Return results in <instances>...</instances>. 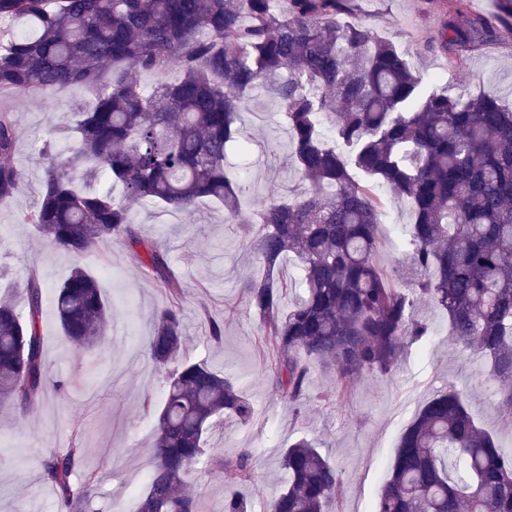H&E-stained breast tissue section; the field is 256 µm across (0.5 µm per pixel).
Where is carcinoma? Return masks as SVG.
I'll use <instances>...</instances> for the list:
<instances>
[{"mask_svg":"<svg viewBox=\"0 0 512 512\" xmlns=\"http://www.w3.org/2000/svg\"><path fill=\"white\" fill-rule=\"evenodd\" d=\"M286 2L281 10L278 0H0V93L23 100L81 86L93 97L92 108L59 125L75 134L77 152L59 156L45 145L41 201L17 223L74 257L112 237L140 246L145 274L170 297L145 342L155 363L175 368L137 512H196L189 470L207 454L214 425L226 414L246 425L252 407L207 364L177 362L179 279L164 252L139 235L130 209L149 201L189 213L208 198L236 215L240 177L225 158L247 144L238 120L257 88L277 104L293 164L309 183L292 199L262 200L249 238L267 275L245 281L243 292L272 346L275 388L300 406L310 360L345 381L391 371L406 339H428L426 323L414 318L426 300L447 315L451 339L485 359L474 388L497 381V408L512 420V109L491 91L465 100L422 93L423 76L392 40L345 20L349 0ZM451 4L435 48L463 68L470 48L512 17V0L475 17L466 0ZM172 57L182 70L177 81L143 89L134 80ZM16 138L0 113L1 203L19 186ZM80 165L88 178L106 174L121 197L77 189L72 169ZM380 185L407 199L414 215L408 287L397 266L376 261ZM286 257L300 270V295L285 310L274 272ZM42 289L31 271L24 315L13 296L0 295V407L19 414L64 387L47 378ZM56 309L64 336L82 349L107 330L108 303L81 268L58 287ZM82 457L73 442L42 460L59 512H92L101 475L87 470L75 480ZM252 459L241 448L221 462L246 483ZM283 465L288 482L270 512H325L342 483L338 467L305 438L285 449ZM376 512H512V453L475 422L456 390L439 392L402 434Z\"/></svg>","mask_w":512,"mask_h":512,"instance_id":"obj_1","label":"carcinoma"}]
</instances>
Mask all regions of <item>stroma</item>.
I'll use <instances>...</instances> for the list:
<instances>
[{
	"instance_id": "obj_1",
	"label": "stroma",
	"mask_w": 512,
	"mask_h": 512,
	"mask_svg": "<svg viewBox=\"0 0 512 512\" xmlns=\"http://www.w3.org/2000/svg\"><path fill=\"white\" fill-rule=\"evenodd\" d=\"M448 9V0H354L349 19L390 37L404 50L425 76L426 91L444 89L454 98L492 91L512 106V28L501 29L495 41L475 44L460 70L448 57L428 49ZM90 100L81 87L26 100L0 95V113H9L18 131L13 158L21 175L17 193L0 205V264L9 268L16 288L30 269L39 272L44 282L39 318L44 352L51 373L68 380L65 391L51 394L26 414L0 409V512H57L55 492L42 479L40 464L50 451L74 439L83 450L85 468L104 475L98 500L103 512H111L113 498L132 489L143 491L147 481L155 408L169 370L155 364L142 343L152 312L166 302L165 294L143 274L141 251L124 240H108L77 259L15 221L18 212L36 206L42 192L45 138L53 137L59 151L71 153L75 141L56 127L63 115L88 107ZM241 119L250 151L238 160L243 189L237 216L226 218L223 208L207 199L189 214L164 211L148 201L131 212L142 236L167 253L179 278L187 332L181 360L203 361L223 373L253 409L246 425L225 416L223 426L210 436L209 460L188 476L202 512H224V497L233 490L250 502L251 512H267L287 482L283 453L303 436L314 440L342 473L334 512H375L400 435L425 402L448 387L462 395L499 448L512 453V425L495 409L497 384L488 383L480 391L472 386L485 368L483 359L449 341L446 315L427 302L421 305V316L431 329L428 340L408 343L390 372L354 378L347 393L329 400L325 394L336 387L337 373L311 363L309 397L298 409L275 389L267 377L271 355L241 288L246 278L265 273L250 253L244 227L253 223L258 202L271 189L286 195L301 189L302 182L290 163L287 125L263 90L252 92ZM383 198L378 260L401 265V245L413 214L406 200L389 192ZM78 266L98 278L110 305V326L89 350L65 340L54 307L57 288ZM213 319L224 325L218 344L208 336ZM245 446L254 451L253 477L241 484L218 460Z\"/></svg>"
}]
</instances>
